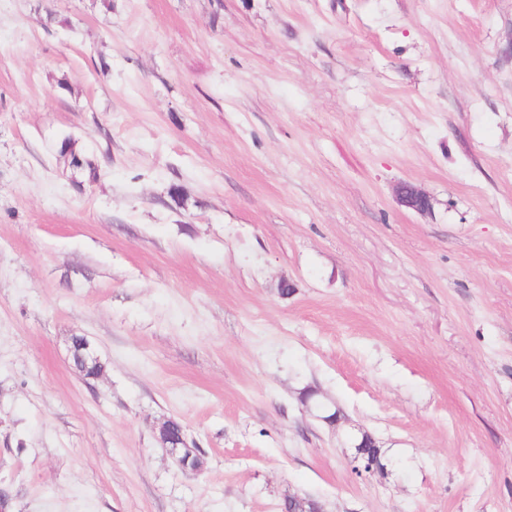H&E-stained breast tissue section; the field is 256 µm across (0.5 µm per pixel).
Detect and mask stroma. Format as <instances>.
<instances>
[{
  "mask_svg": "<svg viewBox=\"0 0 512 512\" xmlns=\"http://www.w3.org/2000/svg\"><path fill=\"white\" fill-rule=\"evenodd\" d=\"M1 489L512 512V0H0ZM397 195L400 202L408 208L421 212L429 209V198L413 185L402 184ZM70 352L72 360L75 361V365L79 370V373L86 380L89 379H98L102 376L104 367L100 363L97 356H95L93 348L86 337L83 336H75L71 340ZM89 359H95L99 365V368L92 376H86V366ZM177 428V433L170 432ZM157 441L165 452L183 470L199 472L204 467V458L199 449L188 442L184 426L175 418H168L157 428Z\"/></svg>",
  "mask_w": 512,
  "mask_h": 512,
  "instance_id": "obj_1",
  "label": "stroma"
}]
</instances>
